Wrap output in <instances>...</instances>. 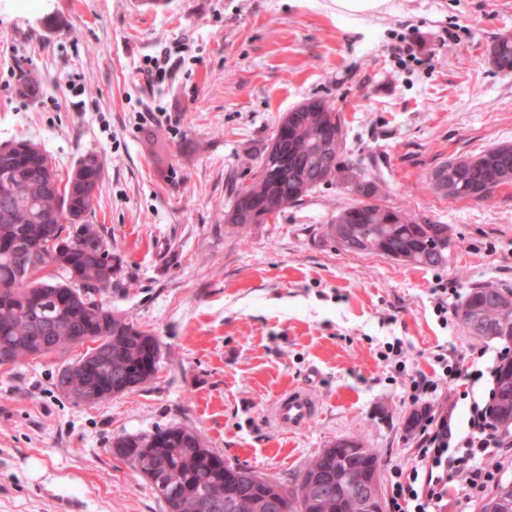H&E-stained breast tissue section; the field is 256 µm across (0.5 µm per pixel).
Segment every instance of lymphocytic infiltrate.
I'll return each instance as SVG.
<instances>
[{"label": "lymphocytic infiltrate", "instance_id": "f902f5d3", "mask_svg": "<svg viewBox=\"0 0 512 512\" xmlns=\"http://www.w3.org/2000/svg\"><path fill=\"white\" fill-rule=\"evenodd\" d=\"M512 360V346L495 352L471 347L469 352L448 359L438 356L442 375L433 379L413 376L409 397L413 403L430 407L413 437L407 465L389 476L390 512H469L498 481L502 461L512 448V429L498 425L491 416L492 392L472 399L466 427L456 417L458 398L439 403L441 384L456 387L458 382L476 383L495 376L498 364Z\"/></svg>", "mask_w": 512, "mask_h": 512}]
</instances>
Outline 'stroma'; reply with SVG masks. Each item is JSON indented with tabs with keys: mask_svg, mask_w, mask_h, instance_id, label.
<instances>
[{
	"mask_svg": "<svg viewBox=\"0 0 512 512\" xmlns=\"http://www.w3.org/2000/svg\"><path fill=\"white\" fill-rule=\"evenodd\" d=\"M510 30L512 0H387L357 16L334 0H167L156 13L140 0H0V144L38 142L63 173L103 160L93 222L122 263L105 301L161 351L152 381L95 406L55 386L80 348L0 368V512H165L112 441L178 423L287 488L346 437L388 480L410 456L415 406L387 342L402 340L410 372L434 374L435 355L476 342L438 320L436 279L512 291V186L477 202L429 181L448 158L512 142V74L486 60ZM402 40L404 62L391 51ZM163 56L167 74L145 82ZM311 97L344 113L348 159L385 205L449 225L446 267L324 240L343 196L333 185L246 232L225 223L249 158ZM301 386L318 411L283 430L272 406Z\"/></svg>",
	"mask_w": 512,
	"mask_h": 512,
	"instance_id": "35a3bbf8",
	"label": "stroma"
}]
</instances>
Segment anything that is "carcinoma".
Returning <instances> with one entry per match:
<instances>
[{"mask_svg": "<svg viewBox=\"0 0 512 512\" xmlns=\"http://www.w3.org/2000/svg\"><path fill=\"white\" fill-rule=\"evenodd\" d=\"M488 63L503 74H512V38L503 35L494 38L487 48ZM317 107H300L295 114V121L286 126L285 146L291 154L299 159L302 167L314 162V131L321 123L337 120L345 123L342 113L336 106L323 98H314ZM492 157H484V152L460 155L438 165V168L451 167L462 172L473 183L482 184L487 192L495 193L509 183L498 180L494 170L504 165L512 168V143L506 142L492 147ZM13 181L20 187V192L11 202V218L0 219V243L9 241L10 248H0V293L8 297V304L0 301V348L10 349L15 364L28 358L29 352L40 347L39 336L43 323L48 319H58L54 346L44 351V355L64 352L70 348V337L89 336L97 341L105 335L102 326L112 325V341L104 342L105 356L94 359L91 372L74 377L71 384L79 391L86 385L98 389L95 403L104 402L112 397V383L118 377L153 379L159 368L160 350H151L146 344L125 335H117L118 327L133 329L130 321H119L110 316L111 307L103 302V295L110 286H100L87 267V261L79 250L71 251L67 256L70 268L80 275L84 282L89 307L59 306L63 297L60 289L47 292L41 288V282L32 279L26 273V265L35 259L32 248L43 238V231L48 224L57 226L58 233L67 239L76 238L77 225L68 222L65 207L90 209L95 215L98 194L67 199L63 195L58 199L47 198L41 190L40 173L26 162L19 161ZM302 177L293 169H288V177L278 188L280 197L297 203L310 190L300 191ZM373 192L369 194L368 207L372 216L365 224H351L345 231L350 244L344 249L358 254H377L406 264L440 268L448 264V252L453 240L450 236L441 237L439 233L449 232L446 224H429L427 228L436 232L430 236L423 231L422 225L413 220V216L403 210L397 215L406 219L390 224L384 214L385 206L379 203L382 194L381 185L372 182ZM507 298L509 293L491 286L471 289L457 310V316L463 326H468L470 314L477 310L483 312L485 321L491 328L478 337L487 341L512 343V313L502 317L495 308L493 300ZM496 407L494 415L504 425H512V411L506 409L505 403L512 402V383L504 385L503 373H498L495 380ZM118 440L125 442L128 448L138 452L123 457V461L138 474L142 475L155 466L156 458L162 456L170 467V475L180 481L183 495L174 500H164L167 512H205L207 499L225 491L227 479L224 475V457L208 448L203 434L197 429L185 425H169L153 433L144 435H124ZM353 444L363 452L353 459L350 457L348 444ZM339 453H330L325 457L315 455L297 477L292 488L286 490L288 512H358L351 504V499L341 496L318 499L315 490L309 485L308 477L319 468L338 471L339 477L359 476V466L365 467L369 475L380 478V463L371 448L363 447V441L356 437L338 439L329 444ZM248 492V498L258 505L265 495L282 488L274 479L250 470L242 481Z\"/></svg>", "mask_w": 512, "mask_h": 512, "instance_id": "obj_1", "label": "carcinoma"}]
</instances>
